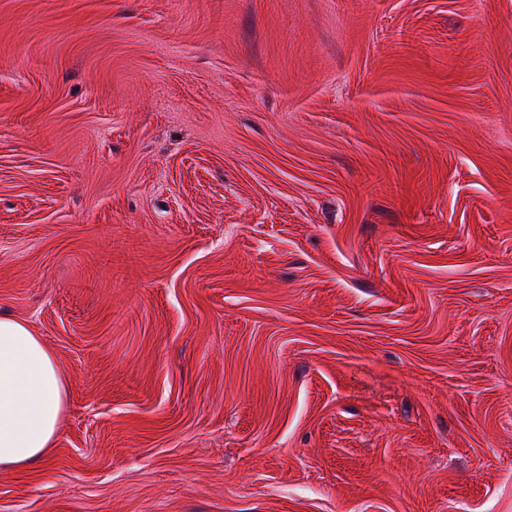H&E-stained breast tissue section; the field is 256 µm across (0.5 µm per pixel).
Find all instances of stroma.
<instances>
[{"label":"stroma","mask_w":512,"mask_h":512,"mask_svg":"<svg viewBox=\"0 0 512 512\" xmlns=\"http://www.w3.org/2000/svg\"><path fill=\"white\" fill-rule=\"evenodd\" d=\"M0 314V512H512V0H0ZM64 396L52 352L25 323L0 316V467L46 459Z\"/></svg>","instance_id":"35a3bbf8"}]
</instances>
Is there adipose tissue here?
I'll list each match as a JSON object with an SVG mask.
<instances>
[{"label":"adipose tissue","instance_id":"obj_1","mask_svg":"<svg viewBox=\"0 0 512 512\" xmlns=\"http://www.w3.org/2000/svg\"><path fill=\"white\" fill-rule=\"evenodd\" d=\"M64 396L52 352L25 323L0 316V467L46 459Z\"/></svg>","mask_w":512,"mask_h":512}]
</instances>
